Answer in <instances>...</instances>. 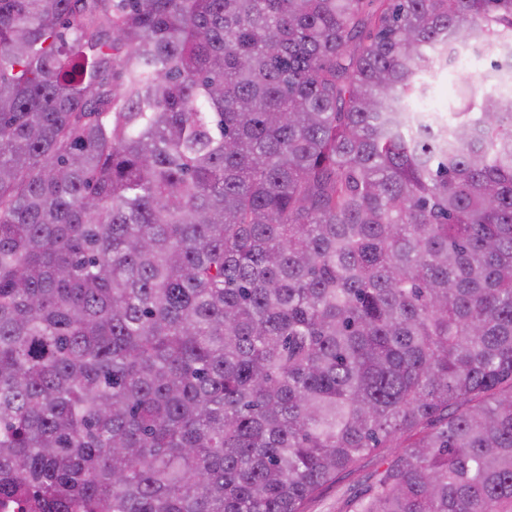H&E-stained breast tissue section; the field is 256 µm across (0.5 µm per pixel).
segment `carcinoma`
<instances>
[{
  "instance_id": "1",
  "label": "carcinoma",
  "mask_w": 512,
  "mask_h": 512,
  "mask_svg": "<svg viewBox=\"0 0 512 512\" xmlns=\"http://www.w3.org/2000/svg\"><path fill=\"white\" fill-rule=\"evenodd\" d=\"M472 39L508 91L411 109ZM512 512V0H0V497ZM375 462L374 458L367 459L358 473L326 487L317 499L307 505L306 512H336V506H343L344 492L348 485L364 484L367 477L376 468Z\"/></svg>"
}]
</instances>
